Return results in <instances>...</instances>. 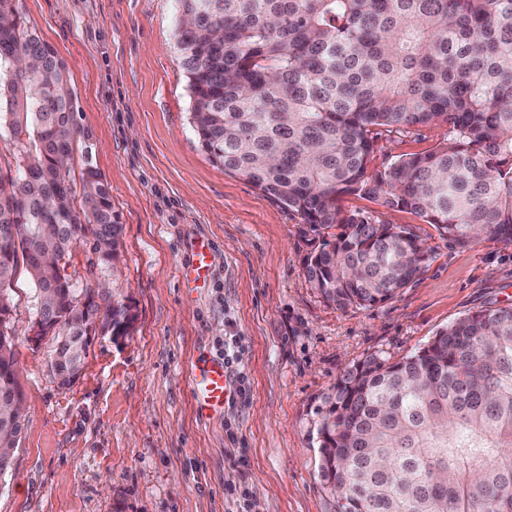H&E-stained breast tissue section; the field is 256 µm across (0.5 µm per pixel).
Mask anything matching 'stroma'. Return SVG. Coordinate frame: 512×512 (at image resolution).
<instances>
[{"label":"stroma","mask_w":512,"mask_h":512,"mask_svg":"<svg viewBox=\"0 0 512 512\" xmlns=\"http://www.w3.org/2000/svg\"><path fill=\"white\" fill-rule=\"evenodd\" d=\"M26 26L65 63L92 161L122 224L116 268L81 239L74 288L119 282L136 316L129 336L96 335L78 379L60 387L52 340L32 344L35 286L13 284L23 432L0 512H334L318 469V411L345 369L397 361L485 308L512 305V243L462 247L408 209L360 195L342 206L409 226L432 251L426 271L364 309L327 304L304 259L312 234L276 198L211 162L191 127L175 47L176 0H16ZM448 128H375L380 170L425 153ZM214 242L205 282L183 268ZM239 339L231 374L245 394L198 417L189 369Z\"/></svg>","instance_id":"35a3bbf8"}]
</instances>
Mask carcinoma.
<instances>
[{
  "mask_svg": "<svg viewBox=\"0 0 512 512\" xmlns=\"http://www.w3.org/2000/svg\"><path fill=\"white\" fill-rule=\"evenodd\" d=\"M179 5L176 46L191 123L209 159L276 197L314 233L306 275L338 308L393 298L431 251L406 226L347 213L364 195L407 208L457 245L512 243V0H199ZM64 63L0 0V126L22 145L0 167V399L21 395L10 327L24 261L36 315L59 322L49 365L62 388L89 332L128 334L112 292L98 320L91 289L65 275L92 234L117 268L121 224L101 174L71 162L83 129ZM436 122L448 138L369 172L373 129ZM317 429L319 474L335 512H512V306L468 315L412 354L344 370ZM21 417L0 420L18 439Z\"/></svg>",
  "mask_w": 512,
  "mask_h": 512,
  "instance_id": "1",
  "label": "carcinoma"
}]
</instances>
